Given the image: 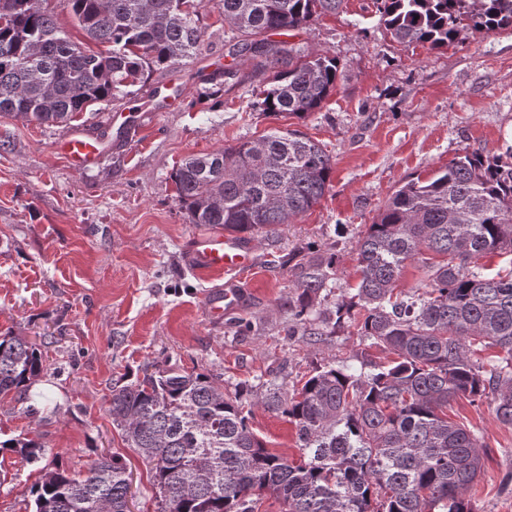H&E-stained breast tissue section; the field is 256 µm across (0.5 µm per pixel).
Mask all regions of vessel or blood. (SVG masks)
I'll list each match as a JSON object with an SVG mask.
<instances>
[{
	"label": "vessel or blood",
	"instance_id": "b4317fda",
	"mask_svg": "<svg viewBox=\"0 0 512 512\" xmlns=\"http://www.w3.org/2000/svg\"><path fill=\"white\" fill-rule=\"evenodd\" d=\"M57 149L73 168L81 169L97 161L104 146L98 139L72 135L61 140ZM187 258L199 271L236 273L252 265L253 246L238 235L214 231L192 237L187 246ZM239 304L240 294L228 282L223 288L208 292L203 312L208 322L220 323L224 320L225 312L237 308Z\"/></svg>",
	"mask_w": 512,
	"mask_h": 512
}]
</instances>
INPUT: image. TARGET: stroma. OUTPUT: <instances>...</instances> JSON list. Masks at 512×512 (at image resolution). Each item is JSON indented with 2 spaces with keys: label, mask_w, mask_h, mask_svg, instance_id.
<instances>
[{
  "label": "stroma",
  "mask_w": 512,
  "mask_h": 512,
  "mask_svg": "<svg viewBox=\"0 0 512 512\" xmlns=\"http://www.w3.org/2000/svg\"><path fill=\"white\" fill-rule=\"evenodd\" d=\"M218 0H204V46L191 61L151 72L137 95L86 110L66 126L0 118V333L38 344L44 370L25 396L0 399V439L45 446V461L80 471L104 452L132 473L133 512H156V490L107 411L114 380L144 363L213 375L225 391L270 379L284 391L360 349L353 329L294 324L286 259L312 241L336 247L344 287L359 280L355 244L405 181L429 178L464 150L488 157L512 145V30L471 32L433 49L396 42L374 0L290 32L289 44L339 62L343 78L306 119L265 116L249 104L264 77L232 59ZM235 77H225L227 69ZM132 122L123 147L77 170L56 144L98 126ZM296 129L333 160L331 186L301 219L253 237L254 263L236 276L243 305L207 323L215 277L192 271L185 249L206 232L189 223L171 174L185 158L272 129ZM484 445V470L466 494L473 512H512V426L491 401L448 407ZM252 427L296 459L295 430L256 409ZM40 465L0 454V512H32Z\"/></svg>",
  "instance_id": "stroma-1"
}]
</instances>
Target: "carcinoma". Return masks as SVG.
Wrapping results in <instances>:
<instances>
[{
    "label": "carcinoma",
    "mask_w": 512,
    "mask_h": 512,
    "mask_svg": "<svg viewBox=\"0 0 512 512\" xmlns=\"http://www.w3.org/2000/svg\"><path fill=\"white\" fill-rule=\"evenodd\" d=\"M48 0H0V115L62 126L93 104L134 94L146 73L195 57L204 45L202 0H60L94 52L59 28ZM343 0H219L239 34L232 55L272 71L252 103L264 114L302 119L318 111L343 77L336 59L275 35L338 11ZM400 43L444 48L467 30L512 28V0H378ZM332 157L298 130L191 156L172 172L190 223L268 233L310 211L330 187ZM360 280L328 320L350 323L362 341L394 355L317 367L292 395L273 382L224 392L213 376L143 365L112 384L108 412L126 447L148 462L157 512H258L269 491L280 512H470L464 493L483 468L481 444L448 420V403L493 397L512 425V269L480 260L512 255V147L488 158L466 150L423 181L405 182L356 242ZM409 262L423 268V292L399 289ZM297 290L293 320L321 315V294L339 280L337 254L307 243L288 254ZM503 356L489 370L472 347ZM43 354L22 336H0V396L27 390ZM261 407L296 427L289 459L266 448L250 419ZM31 463L32 439L0 440ZM34 512H130L121 456L101 455L70 473L43 467Z\"/></svg>",
    "instance_id": "obj_1"
}]
</instances>
